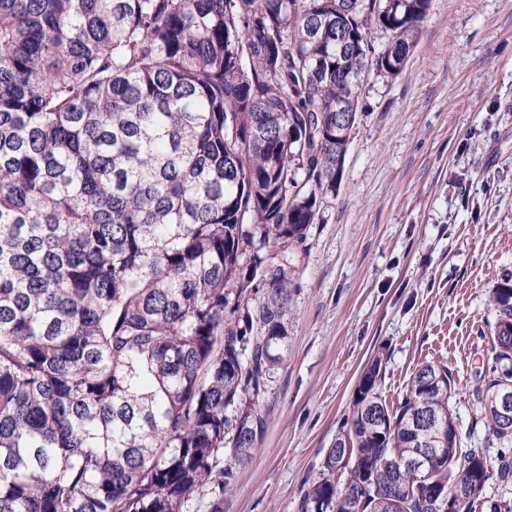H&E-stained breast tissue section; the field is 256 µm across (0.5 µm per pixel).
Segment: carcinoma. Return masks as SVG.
<instances>
[{
	"mask_svg": "<svg viewBox=\"0 0 512 512\" xmlns=\"http://www.w3.org/2000/svg\"><path fill=\"white\" fill-rule=\"evenodd\" d=\"M430 3L0 0V512H223L362 82L401 73ZM489 302L497 466L448 366L387 405L382 348L306 512H475L512 484V278Z\"/></svg>",
	"mask_w": 512,
	"mask_h": 512,
	"instance_id": "carcinoma-1",
	"label": "carcinoma"
}]
</instances>
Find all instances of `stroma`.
Masks as SVG:
<instances>
[{
	"label": "stroma",
	"mask_w": 512,
	"mask_h": 512,
	"mask_svg": "<svg viewBox=\"0 0 512 512\" xmlns=\"http://www.w3.org/2000/svg\"><path fill=\"white\" fill-rule=\"evenodd\" d=\"M334 196L292 299L254 456L224 512H302L360 372L388 353L384 395L448 365L462 431L496 458L471 391L489 357V291L512 277V0H431L393 78L370 74Z\"/></svg>",
	"instance_id": "obj_1"
}]
</instances>
